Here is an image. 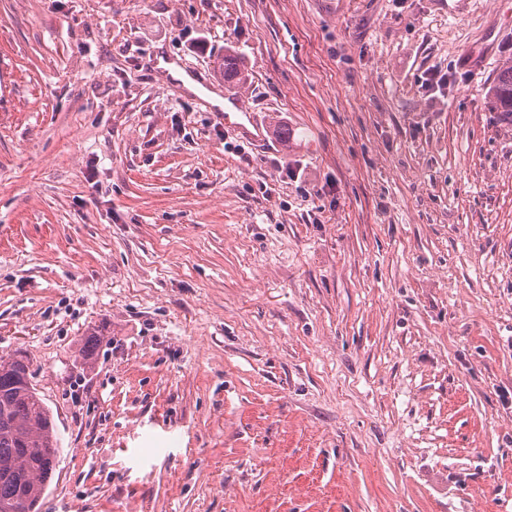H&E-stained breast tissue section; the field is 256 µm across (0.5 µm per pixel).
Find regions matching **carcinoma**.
<instances>
[{
  "label": "carcinoma",
  "instance_id": "carcinoma-1",
  "mask_svg": "<svg viewBox=\"0 0 512 512\" xmlns=\"http://www.w3.org/2000/svg\"><path fill=\"white\" fill-rule=\"evenodd\" d=\"M224 86L238 87L247 74L237 55L219 63ZM494 109L512 123V62L503 64L490 88ZM59 448L50 411L30 385L28 364L0 361V505L39 504L56 469Z\"/></svg>",
  "mask_w": 512,
  "mask_h": 512
}]
</instances>
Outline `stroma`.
Listing matches in <instances>:
<instances>
[{
  "instance_id": "35a3bbf8",
  "label": "stroma",
  "mask_w": 512,
  "mask_h": 512,
  "mask_svg": "<svg viewBox=\"0 0 512 512\" xmlns=\"http://www.w3.org/2000/svg\"><path fill=\"white\" fill-rule=\"evenodd\" d=\"M230 50L264 145L152 66ZM510 60L512 0H0L40 512H512ZM489 93L496 112H500L504 120L512 123V61L499 68Z\"/></svg>"
}]
</instances>
